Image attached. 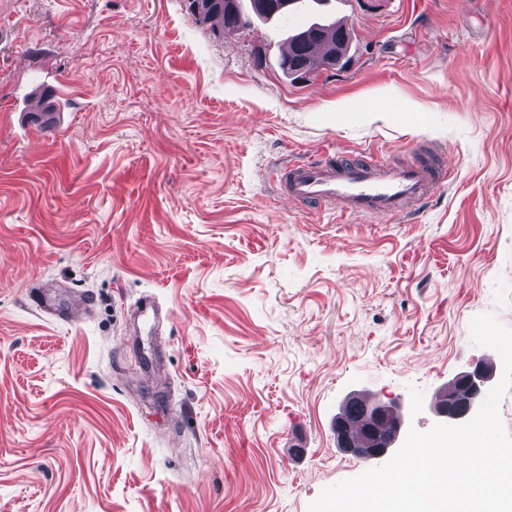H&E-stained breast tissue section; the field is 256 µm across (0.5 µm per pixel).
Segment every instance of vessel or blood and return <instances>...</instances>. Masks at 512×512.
<instances>
[{
  "mask_svg": "<svg viewBox=\"0 0 512 512\" xmlns=\"http://www.w3.org/2000/svg\"><path fill=\"white\" fill-rule=\"evenodd\" d=\"M446 170L426 158L391 165L368 156L353 160L332 155L321 161L273 166L269 178L281 193L312 211L396 216L420 208L444 181Z\"/></svg>",
  "mask_w": 512,
  "mask_h": 512,
  "instance_id": "vessel-or-blood-1",
  "label": "vessel or blood"
}]
</instances>
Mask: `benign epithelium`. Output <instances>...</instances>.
<instances>
[{
	"label": "benign epithelium",
	"instance_id": "obj_1",
	"mask_svg": "<svg viewBox=\"0 0 512 512\" xmlns=\"http://www.w3.org/2000/svg\"><path fill=\"white\" fill-rule=\"evenodd\" d=\"M492 371L485 364H477L470 371L457 375L448 383L440 400L433 408L439 422L461 424L474 415L483 400ZM402 405L376 399L367 411L359 439H347L352 422L336 415L335 432L338 447L352 455L368 460H383L397 447L403 437L404 421L399 413Z\"/></svg>",
	"mask_w": 512,
	"mask_h": 512
}]
</instances>
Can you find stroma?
I'll list each match as a JSON object with an SVG mask.
<instances>
[{"label": "stroma", "instance_id": "stroma-1", "mask_svg": "<svg viewBox=\"0 0 512 512\" xmlns=\"http://www.w3.org/2000/svg\"><path fill=\"white\" fill-rule=\"evenodd\" d=\"M344 13L348 66L300 80L293 12L0 0V512H308L373 466L336 443L350 395L426 431L501 369L469 324L512 328V0ZM328 148L454 176L413 219L311 216L268 171ZM491 378V369L481 363L452 379L432 409L439 423L461 424L467 417L473 416L485 396Z\"/></svg>", "mask_w": 512, "mask_h": 512}]
</instances>
